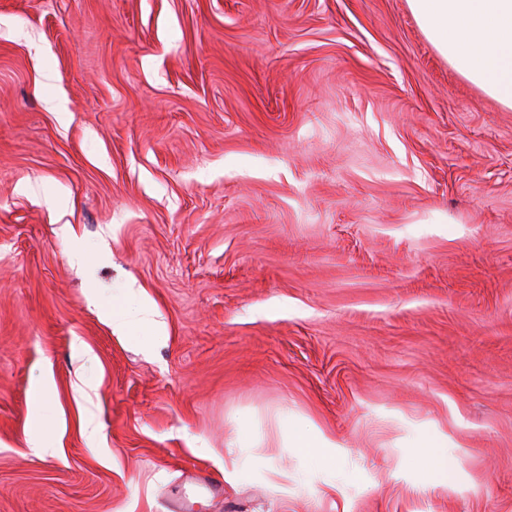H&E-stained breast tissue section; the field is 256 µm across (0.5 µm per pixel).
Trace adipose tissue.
<instances>
[{"label": "adipose tissue", "instance_id": "ef3b65f1", "mask_svg": "<svg viewBox=\"0 0 512 512\" xmlns=\"http://www.w3.org/2000/svg\"><path fill=\"white\" fill-rule=\"evenodd\" d=\"M437 51L468 81L512 108V0H408ZM286 447L317 464L333 462L336 445L322 431L288 435Z\"/></svg>", "mask_w": 512, "mask_h": 512}]
</instances>
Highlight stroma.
I'll return each mask as SVG.
<instances>
[{"mask_svg": "<svg viewBox=\"0 0 512 512\" xmlns=\"http://www.w3.org/2000/svg\"><path fill=\"white\" fill-rule=\"evenodd\" d=\"M186 499L512 512V108L407 0H0V512ZM284 447L296 448L298 454L324 465L334 461L336 444L317 428H305L290 435L288 431ZM445 447V445L439 446L437 444H429L426 446V448H430L425 458L427 471L430 474L431 482L437 486H447L448 473L454 466V463L448 459V454L439 449Z\"/></svg>", "mask_w": 512, "mask_h": 512, "instance_id": "stroma-1", "label": "stroma"}]
</instances>
